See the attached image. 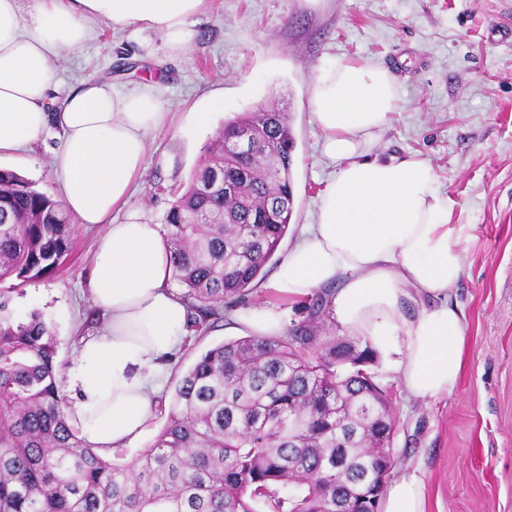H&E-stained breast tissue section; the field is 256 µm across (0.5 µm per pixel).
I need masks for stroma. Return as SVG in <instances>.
<instances>
[{
    "instance_id": "1",
    "label": "stroma",
    "mask_w": 512,
    "mask_h": 512,
    "mask_svg": "<svg viewBox=\"0 0 512 512\" xmlns=\"http://www.w3.org/2000/svg\"><path fill=\"white\" fill-rule=\"evenodd\" d=\"M187 20L194 41L181 51L163 26L90 17L87 40L57 63L54 99L91 77L119 94L152 82L167 118L148 137L128 203L150 224L162 223L170 188L188 181L226 120L263 105L284 108L296 140L284 253L300 226L314 223L319 194L336 171L313 119L314 76L340 60L385 66L401 101L377 152L429 159L441 189L458 202L453 223L474 227L449 298L466 322L467 358L456 389L420 399L405 389L391 360L380 357L370 367L394 418L393 473L420 470L427 512H512V38L503 34L512 24V0H200ZM214 93L223 107L208 125L192 124L189 113ZM60 143L59 130L49 128L33 152L0 159V167L57 196L49 158ZM100 232L75 227L59 271L10 295L13 319L36 313L50 328L63 375L97 323L85 273ZM278 269L271 261L246 305L174 354L164 403L201 352L248 336L238 315L275 305L285 325L303 319L299 303L271 290Z\"/></svg>"
}]
</instances>
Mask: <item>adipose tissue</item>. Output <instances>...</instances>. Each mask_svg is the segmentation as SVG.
Here are the masks:
<instances>
[{
    "label": "adipose tissue",
    "mask_w": 512,
    "mask_h": 512,
    "mask_svg": "<svg viewBox=\"0 0 512 512\" xmlns=\"http://www.w3.org/2000/svg\"><path fill=\"white\" fill-rule=\"evenodd\" d=\"M169 0H0V155L31 150L48 126L62 131L51 165L59 200L79 225H103L86 286L101 319L67 374L66 413L83 441L108 453L151 426L168 373L163 365L187 334L188 310L170 285V249L158 225L125 210L148 135L164 120L150 89L133 95L89 78L62 103L50 92L55 62L87 36V13L117 24L164 25L174 49L193 32ZM313 115L338 167L271 287L300 299L338 284L337 323L365 337L413 396L451 393L465 367L466 331L448 298L463 272L472 225L456 224L455 199L427 159L383 158L373 148L399 103L390 71L338 62L313 81ZM383 512H426L424 483L409 471L385 489Z\"/></svg>",
    "instance_id": "ef3b65f1"
}]
</instances>
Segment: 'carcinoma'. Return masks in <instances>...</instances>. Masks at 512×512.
I'll use <instances>...</instances> for the list:
<instances>
[{
  "label": "carcinoma",
  "mask_w": 512,
  "mask_h": 512,
  "mask_svg": "<svg viewBox=\"0 0 512 512\" xmlns=\"http://www.w3.org/2000/svg\"><path fill=\"white\" fill-rule=\"evenodd\" d=\"M224 122L164 217L187 329L245 304L288 232L295 138L289 115ZM249 134L241 160L224 135ZM73 218L59 200L0 169V284L51 276L70 253ZM0 290V512H379L395 466L390 403L358 338L324 328L332 290L276 336L228 340L179 377L165 426L129 462L89 448L69 426L56 342L37 314L14 321Z\"/></svg>",
  "instance_id": "cac0c4a2"
}]
</instances>
